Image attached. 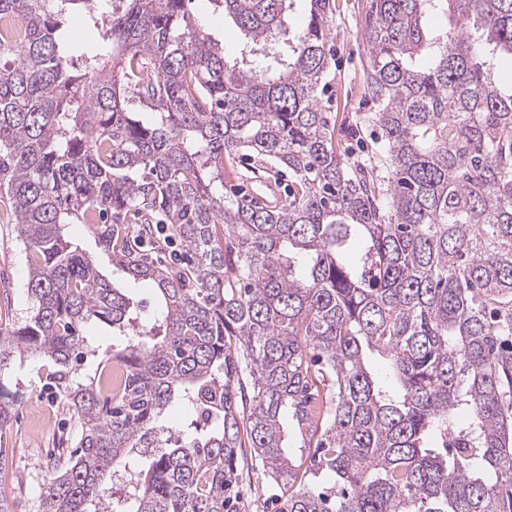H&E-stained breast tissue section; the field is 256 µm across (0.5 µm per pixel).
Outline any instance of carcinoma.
I'll list each match as a JSON object with an SVG mask.
<instances>
[{"label":"carcinoma","mask_w":512,"mask_h":512,"mask_svg":"<svg viewBox=\"0 0 512 512\" xmlns=\"http://www.w3.org/2000/svg\"><path fill=\"white\" fill-rule=\"evenodd\" d=\"M208 2L231 62L191 0H0L26 24L0 35V190L31 301L0 378L51 361L80 420L39 512H236L246 446L288 512H512V0L359 3L374 165L317 97L332 0L294 30L290 0ZM241 151L288 195L225 194ZM71 224L154 285L147 319ZM90 324L125 370L111 407L73 365ZM174 404L194 419L162 424ZM195 13H198L202 24L212 36L224 43V51L230 58L234 56L240 34L229 18L224 19L218 11L214 12L206 0H199L195 4Z\"/></svg>","instance_id":"cac0c4a2"}]
</instances>
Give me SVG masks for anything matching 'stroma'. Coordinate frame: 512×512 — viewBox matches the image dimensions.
Wrapping results in <instances>:
<instances>
[{"instance_id": "1", "label": "stroma", "mask_w": 512, "mask_h": 512, "mask_svg": "<svg viewBox=\"0 0 512 512\" xmlns=\"http://www.w3.org/2000/svg\"><path fill=\"white\" fill-rule=\"evenodd\" d=\"M329 82L321 93L322 104L331 119L342 122L341 149L349 161L367 163L378 150L377 133L368 127L349 124L356 113L372 111L363 100L362 68L367 49L360 36L358 0H334L329 17ZM11 201L0 192V278L10 292L9 301L0 300V328L10 329L27 315V266L17 226L9 221ZM73 239L87 252L95 254L101 272L117 287L133 297L141 315L155 307L151 284L137 285L112 266L108 255L99 253L88 228L73 225ZM50 364L43 359L25 361L4 380L5 390L13 396L17 408L0 427V452L7 463L0 469V497L11 512H38L37 489L51 471L50 461L79 426L78 418L61 398L45 387ZM238 469L243 474L239 488V512H280L287 496L256 471L250 456L240 457Z\"/></svg>"}]
</instances>
